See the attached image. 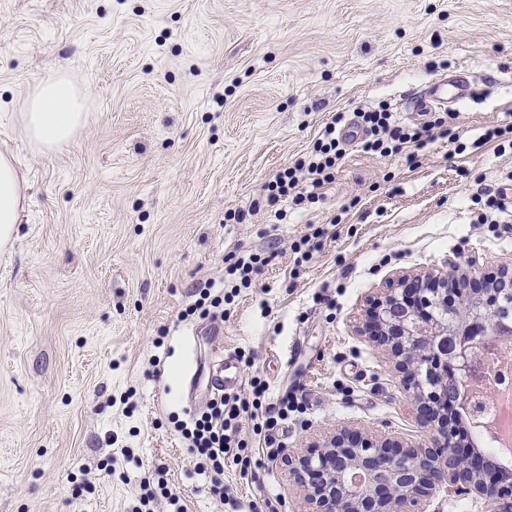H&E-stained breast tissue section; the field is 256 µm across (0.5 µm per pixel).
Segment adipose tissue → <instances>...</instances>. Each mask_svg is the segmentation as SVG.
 <instances>
[{"label":"adipose tissue","instance_id":"ef3b65f1","mask_svg":"<svg viewBox=\"0 0 512 512\" xmlns=\"http://www.w3.org/2000/svg\"><path fill=\"white\" fill-rule=\"evenodd\" d=\"M93 100L76 93L63 79L40 86L26 104L23 132L28 140L48 150L68 143L86 115ZM26 182L12 156L0 154V248H6L24 213Z\"/></svg>","mask_w":512,"mask_h":512}]
</instances>
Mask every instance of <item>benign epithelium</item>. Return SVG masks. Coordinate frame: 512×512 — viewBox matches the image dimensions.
<instances>
[{"mask_svg": "<svg viewBox=\"0 0 512 512\" xmlns=\"http://www.w3.org/2000/svg\"><path fill=\"white\" fill-rule=\"evenodd\" d=\"M497 296L512 305L511 272L490 287L474 270L403 277L377 298L361 335L396 359L404 388L419 401L428 441L372 440L342 427L321 446L286 453L283 464L303 488L308 512H427L447 490L465 491L491 512H512V485L486 473L485 457L462 459L448 446L461 397H448V379L463 381L476 338L512 336V317L495 312Z\"/></svg>", "mask_w": 512, "mask_h": 512, "instance_id": "7a95c632", "label": "benign epithelium"}]
</instances>
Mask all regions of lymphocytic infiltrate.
Here are the masks:
<instances>
[{"label":"lymphocytic infiltrate","instance_id":"obj_1","mask_svg":"<svg viewBox=\"0 0 512 512\" xmlns=\"http://www.w3.org/2000/svg\"><path fill=\"white\" fill-rule=\"evenodd\" d=\"M345 119L343 113L333 115L320 131L311 150L293 164L278 170L266 183L263 204L272 208L278 220L286 212L279 204L292 200L295 204L314 203L321 199L336 180L343 159L341 137L337 132ZM364 128L361 147L364 152L383 157L405 152L408 163H415L420 152L437 138L456 142L450 128L442 120H434L422 129H409L394 124L386 107L360 113ZM270 386L260 377H252L246 391L211 395L205 410L197 413L180 432L190 452L199 461L200 470L220 478L225 465L238 468L241 476H254L262 459H273L282 451L278 432L291 413L302 411L303 401L290 394L277 402L269 400ZM252 422V438L241 437L242 418Z\"/></svg>","mask_w":512,"mask_h":512}]
</instances>
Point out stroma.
<instances>
[{"mask_svg": "<svg viewBox=\"0 0 512 512\" xmlns=\"http://www.w3.org/2000/svg\"><path fill=\"white\" fill-rule=\"evenodd\" d=\"M465 72L476 93L414 165L346 148L316 203L253 209L334 113L405 99ZM63 78L95 107L65 147L27 141L21 114ZM512 0H0V153L27 184L23 223L0 250V512H133L164 481L186 512H303L281 460L211 491L176 421L208 400L183 382L196 343L250 356L277 400L303 413L285 448L350 426L425 443L394 360L362 336L369 298L453 265L512 268L506 215L480 223L476 192L512 180ZM243 223L224 220L227 210ZM323 247L292 277L311 226ZM261 254L253 287L209 326L178 321L220 282L232 250ZM327 304L317 303V294Z\"/></svg>", "mask_w": 512, "mask_h": 512, "instance_id": "obj_1", "label": "stroma"}]
</instances>
